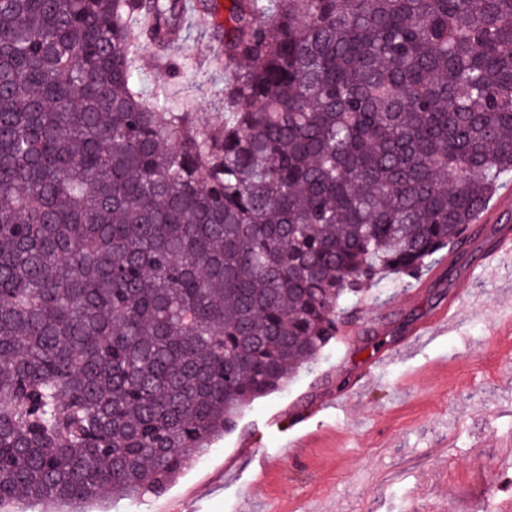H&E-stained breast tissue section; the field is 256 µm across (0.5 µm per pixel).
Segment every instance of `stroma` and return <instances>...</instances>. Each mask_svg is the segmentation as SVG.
Masks as SVG:
<instances>
[{
    "mask_svg": "<svg viewBox=\"0 0 512 512\" xmlns=\"http://www.w3.org/2000/svg\"><path fill=\"white\" fill-rule=\"evenodd\" d=\"M219 56L218 41L188 23L184 41L146 59L144 96L166 91L200 124L220 122ZM483 215L466 254L440 252L421 279L389 275L351 302L347 344L333 343L280 392L257 399L162 495L91 500L84 512H289L292 500L318 512H497L487 483L512 497V362L500 353L512 341L496 334L512 308V260L479 276L470 269L499 228L512 227V174ZM457 294L447 329L411 340ZM339 396L346 404L333 407ZM324 402L330 434L293 454L294 412Z\"/></svg>",
    "mask_w": 512,
    "mask_h": 512,
    "instance_id": "stroma-1",
    "label": "stroma"
}]
</instances>
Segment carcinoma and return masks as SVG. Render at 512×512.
Returning <instances> with one entry per match:
<instances>
[{
	"instance_id": "cac0c4a2",
	"label": "carcinoma",
	"mask_w": 512,
	"mask_h": 512,
	"mask_svg": "<svg viewBox=\"0 0 512 512\" xmlns=\"http://www.w3.org/2000/svg\"><path fill=\"white\" fill-rule=\"evenodd\" d=\"M185 0H0V506L159 496L512 173V0L202 3L224 121L148 101Z\"/></svg>"
}]
</instances>
